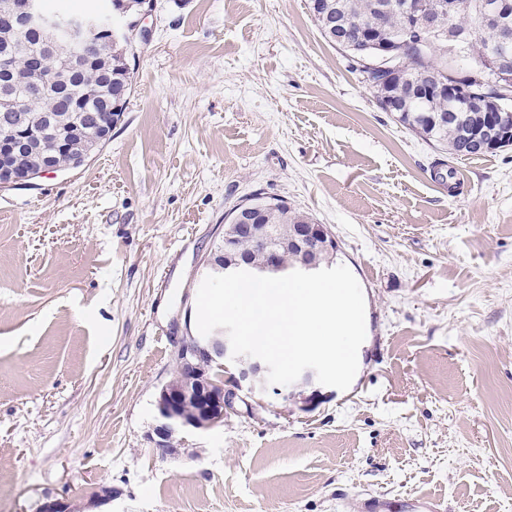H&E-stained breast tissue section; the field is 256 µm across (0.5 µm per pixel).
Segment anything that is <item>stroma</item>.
<instances>
[{
  "label": "stroma",
  "instance_id": "obj_1",
  "mask_svg": "<svg viewBox=\"0 0 512 512\" xmlns=\"http://www.w3.org/2000/svg\"><path fill=\"white\" fill-rule=\"evenodd\" d=\"M144 25L104 145L0 189V512H512V147L438 153L308 0H154ZM257 193L335 236L365 298L357 374L163 454L147 435L199 335L203 258ZM367 512H445L444 503L428 497H412L395 502L387 497H371L364 503Z\"/></svg>",
  "mask_w": 512,
  "mask_h": 512
}]
</instances>
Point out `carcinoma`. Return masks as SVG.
I'll list each match as a JSON object with an SVG mask.
<instances>
[{
  "label": "carcinoma",
  "mask_w": 512,
  "mask_h": 512,
  "mask_svg": "<svg viewBox=\"0 0 512 512\" xmlns=\"http://www.w3.org/2000/svg\"><path fill=\"white\" fill-rule=\"evenodd\" d=\"M333 5L336 19L327 22L315 18L321 34L338 44L341 31L351 27L367 29L371 46L367 56L378 54L404 57L403 90L399 92L401 110L394 113L406 129L451 155L461 156L467 149V137L488 135L497 129L512 128V108L507 104L491 105L487 112H450L448 94L420 101L412 89L418 84L421 71L441 84L455 82L467 85L482 98L498 100L495 85L497 74L484 64L499 39V27L488 24L478 33L472 32V5L474 0H458L453 19L442 18L439 31L415 33L413 41L422 42V48L402 46L405 30L401 16L386 14L379 6L388 0H327ZM82 35H70L51 48L44 46L43 37L35 31L16 33L0 28V62L11 64V83L0 86V96L14 93L25 98L30 81L38 77L46 82L41 96L29 102V115L36 125L50 119L51 126L39 142H34L33 161L53 150L57 139L66 142V150L56 153V162L69 165L72 157L91 154L99 143L93 138L96 121L107 106L112 86L133 80L127 68L131 44L119 41L112 51L94 66H84ZM33 54L43 56L44 65L39 74L28 72L27 61ZM252 202L261 209L264 224L274 225L281 238L288 234L292 224H309V217L296 212L280 198L256 195Z\"/></svg>",
  "instance_id": "1"
}]
</instances>
